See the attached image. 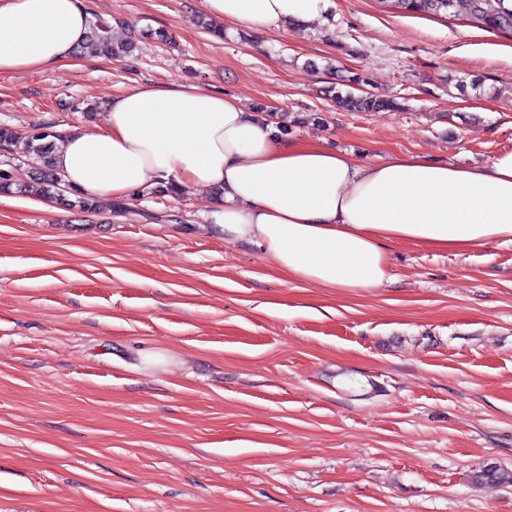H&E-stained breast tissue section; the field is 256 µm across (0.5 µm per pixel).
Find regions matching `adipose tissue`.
<instances>
[{
	"instance_id": "ef3b65f1",
	"label": "adipose tissue",
	"mask_w": 512,
	"mask_h": 512,
	"mask_svg": "<svg viewBox=\"0 0 512 512\" xmlns=\"http://www.w3.org/2000/svg\"><path fill=\"white\" fill-rule=\"evenodd\" d=\"M327 0H203L212 19L268 31L322 17ZM82 0H0V74L72 59L90 30ZM55 166L84 195L126 200L159 185L213 193L225 241L287 279L355 292L389 279L386 245L463 252L512 243V150L481 165L359 159L282 139L240 99L171 83L114 95L105 125L63 133Z\"/></svg>"
}]
</instances>
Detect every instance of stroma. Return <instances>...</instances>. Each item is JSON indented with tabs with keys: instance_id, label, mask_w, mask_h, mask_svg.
<instances>
[{
	"instance_id": "stroma-1",
	"label": "stroma",
	"mask_w": 512,
	"mask_h": 512,
	"mask_svg": "<svg viewBox=\"0 0 512 512\" xmlns=\"http://www.w3.org/2000/svg\"><path fill=\"white\" fill-rule=\"evenodd\" d=\"M84 2L134 54L0 75V126L101 125L112 95L176 81L360 158L512 148V36L463 16L329 0L316 22L219 38L202 0ZM354 74L399 109L340 107ZM212 206L0 193V512H512V486L473 479L512 469V244L392 242L390 280L344 293L226 242ZM474 479L478 483L512 485V469L495 464L487 465L475 474Z\"/></svg>"
}]
</instances>
